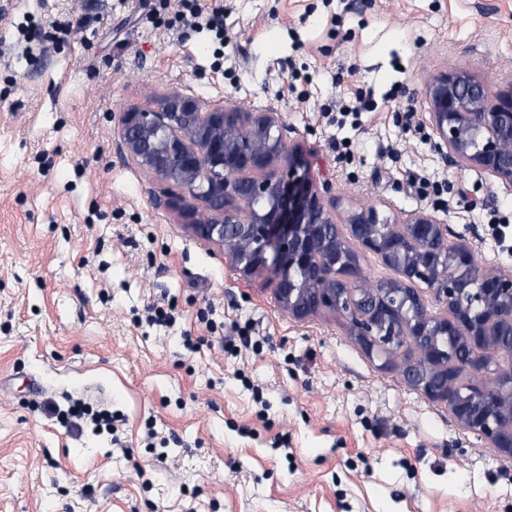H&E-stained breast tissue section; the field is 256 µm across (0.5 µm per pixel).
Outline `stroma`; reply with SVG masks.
I'll return each mask as SVG.
<instances>
[{
	"mask_svg": "<svg viewBox=\"0 0 512 512\" xmlns=\"http://www.w3.org/2000/svg\"><path fill=\"white\" fill-rule=\"evenodd\" d=\"M222 4L219 41L175 0H0V512H512V458L344 317L285 312L119 147L168 92L272 107L337 221L424 211L512 273V188L448 167L425 98L512 84V0Z\"/></svg>",
	"mask_w": 512,
	"mask_h": 512,
	"instance_id": "obj_1",
	"label": "stroma"
}]
</instances>
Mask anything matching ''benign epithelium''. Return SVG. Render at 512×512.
Here are the masks:
<instances>
[{"label": "benign epithelium", "instance_id": "obj_1", "mask_svg": "<svg viewBox=\"0 0 512 512\" xmlns=\"http://www.w3.org/2000/svg\"><path fill=\"white\" fill-rule=\"evenodd\" d=\"M426 98L448 166H478L511 187L512 85L495 91L457 70L433 77ZM120 124L124 156L194 201L187 218L200 240L221 247L242 275L270 279L292 316H344L368 353L512 458V369L488 390L479 367L464 368L432 345L422 348L419 366L396 344L461 336L474 351L512 364L511 273L483 266L462 238L448 247V225L426 212L398 222L363 207L348 218V234H328L336 226L331 187L312 173L303 145L283 136L272 109L205 110L195 96L172 92L150 109L122 113ZM352 240L398 278L373 281L345 261ZM420 283L445 313L430 310ZM460 367L465 380L456 377Z\"/></svg>", "mask_w": 512, "mask_h": 512}]
</instances>
